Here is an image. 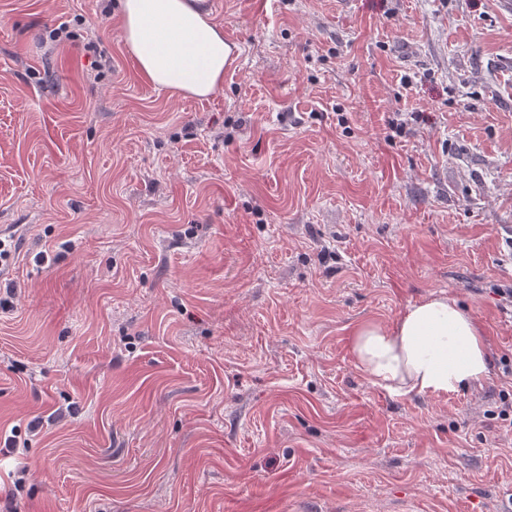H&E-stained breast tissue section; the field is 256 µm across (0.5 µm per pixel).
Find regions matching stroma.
I'll return each mask as SVG.
<instances>
[{
  "label": "stroma",
  "mask_w": 512,
  "mask_h": 512,
  "mask_svg": "<svg viewBox=\"0 0 512 512\" xmlns=\"http://www.w3.org/2000/svg\"><path fill=\"white\" fill-rule=\"evenodd\" d=\"M207 6L240 55L198 100L138 74L116 0H0V501L505 512L512 5ZM436 293L480 321L484 382L372 385L354 327Z\"/></svg>",
  "instance_id": "stroma-1"
}]
</instances>
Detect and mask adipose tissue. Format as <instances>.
Instances as JSON below:
<instances>
[{
    "label": "adipose tissue",
    "instance_id": "obj_1",
    "mask_svg": "<svg viewBox=\"0 0 512 512\" xmlns=\"http://www.w3.org/2000/svg\"><path fill=\"white\" fill-rule=\"evenodd\" d=\"M124 43L154 88L203 99L224 82V29L204 0H120ZM354 363L395 395H441L481 384L489 351L473 313L445 294L408 306L391 324L352 332Z\"/></svg>",
    "mask_w": 512,
    "mask_h": 512
}]
</instances>
